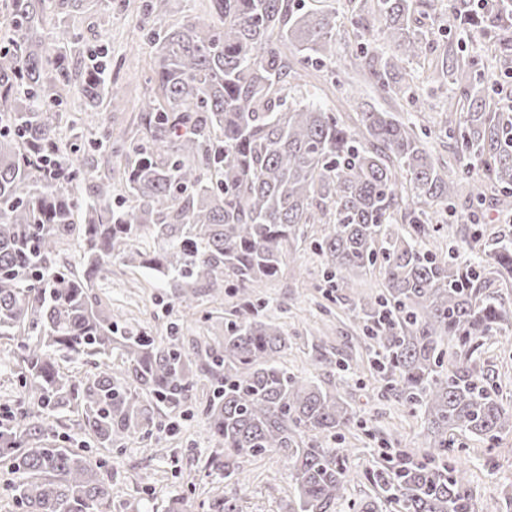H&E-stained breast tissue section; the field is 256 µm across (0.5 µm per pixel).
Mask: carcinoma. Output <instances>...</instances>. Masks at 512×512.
<instances>
[{"label": "carcinoma", "instance_id": "1", "mask_svg": "<svg viewBox=\"0 0 512 512\" xmlns=\"http://www.w3.org/2000/svg\"><path fill=\"white\" fill-rule=\"evenodd\" d=\"M81 0H13L16 49L0 52V336L13 342L20 369V411L0 426V463L19 473L12 498L23 512H112V478L90 448H119L162 432L160 406L192 400L195 377L216 382L201 403L219 448L204 468L236 473L237 460L280 454L295 480L291 512H333L347 498L348 449L332 443L360 423L338 392L320 388L278 364L288 348L280 326L260 315L252 288L278 275L297 251L304 226L321 224L315 241L335 287L379 270L383 288L354 311L378 354L381 397L422 420V449L394 461L384 455L368 476L392 512H473L455 440L488 443L512 434V408L474 363L483 345L512 327V309L495 291L512 283V240L484 258L442 256L428 247L448 223V209L492 197L512 213V115L487 95L497 70L512 67V0H348L372 15L380 43L361 47L355 79L429 109L409 69L454 34L428 66L448 85L437 128L366 110L356 128L308 100L299 63L337 61L335 10L305 11L291 0H209L208 16L163 28L169 0H151L146 24L158 47L153 79L160 97L142 103L146 140L126 151L131 205L107 203L112 186L90 181L78 148L60 140L45 114L80 82L87 106L115 101L120 87L103 65L80 55V34L67 21ZM54 22L47 25L46 10ZM481 38L485 59L460 55ZM452 141L437 163L423 137ZM122 137L102 129L91 148L118 153ZM480 159L472 172L466 159ZM58 171L44 179L37 159ZM151 237V251L134 247ZM80 240L81 273L60 266L62 245ZM119 258L153 271L177 289L182 309L199 296L237 284L241 318L224 340L189 351L178 337L158 341L121 330L95 292ZM119 353L121 363L111 361ZM65 356L93 357L77 378ZM82 414L77 448L57 445L54 423L64 410ZM239 482L208 499L207 512H239Z\"/></svg>", "mask_w": 512, "mask_h": 512}]
</instances>
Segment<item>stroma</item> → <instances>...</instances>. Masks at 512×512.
<instances>
[{
	"label": "stroma",
	"instance_id": "1",
	"mask_svg": "<svg viewBox=\"0 0 512 512\" xmlns=\"http://www.w3.org/2000/svg\"><path fill=\"white\" fill-rule=\"evenodd\" d=\"M147 0H84L71 21L81 35L84 51L104 49L108 71L122 85L123 97L112 105L87 111L79 84H72L55 111L61 119L58 131L63 140L77 143L95 138L98 128L112 126L126 130L131 138L142 136L138 112L143 96L157 94L149 78L156 64V51L143 32ZM304 8L335 9L340 14L337 46L341 59L354 58L360 43L374 42L375 27L351 23L346 0H301ZM307 88L318 104L336 112L347 124H355L358 112L375 107L411 117L400 101L381 94L374 85L349 89L343 76L328 68H309ZM322 227L310 224L305 239L279 275L254 288L255 300L265 314L279 323L290 342L280 361L298 377L312 379L323 389L334 390L340 377H347V397L363 427L345 433L349 448L348 498L336 512H351L354 503L375 502L377 494L367 472L384 448L392 452L417 451L422 443L421 422L396 400L378 397L380 381L370 364L374 353L361 337L362 324L353 312L359 296L379 292L382 278L373 272L356 278L354 287L326 292L323 268L313 250ZM112 272L97 284V293L122 315L127 330H144L161 338L178 332L185 347L214 345L224 336V323L237 308L232 278L224 280V298L212 302L201 297L194 314L182 312L174 289L137 265L114 260ZM322 344L328 359L344 364V371L320 364L312 349ZM485 374L493 378L504 405H512V339L484 346L477 355ZM211 391V381L197 379L195 396L180 411L161 409L159 419L168 425L159 447H143L139 439L124 448L99 449L95 455L106 461L112 473V512H166L169 503L187 499L191 512H205L204 504L218 487L223 475L205 470L204 462L215 446L206 432L199 409ZM461 461L473 493L474 512H512V434L503 436L495 447L467 438L460 451ZM237 476L246 486L243 512H288L295 491L285 459L276 453L243 457Z\"/></svg>",
	"mask_w": 512,
	"mask_h": 512
}]
</instances>
